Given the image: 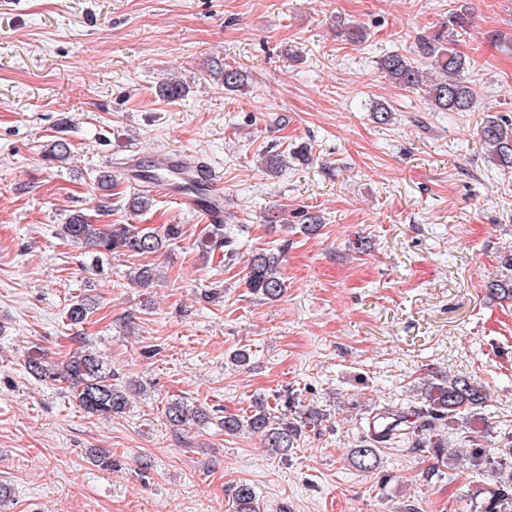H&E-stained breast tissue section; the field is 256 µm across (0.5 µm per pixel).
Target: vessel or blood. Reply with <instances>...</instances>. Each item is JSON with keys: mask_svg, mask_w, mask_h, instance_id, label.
<instances>
[{"mask_svg": "<svg viewBox=\"0 0 512 512\" xmlns=\"http://www.w3.org/2000/svg\"><path fill=\"white\" fill-rule=\"evenodd\" d=\"M127 176L142 191L164 194L206 223L224 221V182L219 173L186 152L165 153L149 160L133 157Z\"/></svg>", "mask_w": 512, "mask_h": 512, "instance_id": "vessel-or-blood-1", "label": "vessel or blood"}]
</instances>
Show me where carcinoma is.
<instances>
[{"label":"carcinoma","instance_id":"carcinoma-1","mask_svg":"<svg viewBox=\"0 0 512 512\" xmlns=\"http://www.w3.org/2000/svg\"><path fill=\"white\" fill-rule=\"evenodd\" d=\"M468 26L469 14L466 10L450 13L447 29L417 39L414 50L417 58L398 52L388 54L380 61L381 73L399 87L423 91L428 104L437 112L472 111L477 93L465 76L471 62L455 48L456 38ZM243 88V74L237 69L225 67L224 89L240 91ZM480 139L486 158L492 165L512 170V118L506 115L487 118L481 127ZM180 235V228L176 224L167 225L161 232L150 227L141 229L135 224H90L79 212L60 227V236L96 254H151ZM502 266L505 270L503 277L490 281L489 291L503 300L512 301V253L502 258ZM155 276L153 267L142 265L134 271L131 281L141 288H147ZM246 285L250 293L260 299H278L286 289L281 256L275 252L254 256ZM90 313L89 299L83 297L70 303L67 318L79 324ZM28 370L40 381L68 383L81 409L90 416L110 419L125 414L129 409V396L112 383V370L106 368L101 356L93 351L80 349L61 364L50 362L43 355H32L28 360ZM422 396L420 405L410 410L386 408L378 414L380 418L392 419L393 424L381 434H370L352 450L351 460L357 468L365 471L375 468L379 444L408 442L414 448L443 450L444 440L440 429L462 416L476 419L478 410L486 402L483 385L470 377L431 378L424 382ZM165 416L171 423L183 426L202 418V413L182 401L172 400L165 407ZM223 427L228 432L245 429L260 435L266 447L275 454H282L294 447L302 435V426L263 402L256 404L255 410L245 417H224ZM467 442L471 449L459 450V457L471 462L485 461L477 430H471ZM509 505H512V476L487 490L484 509L485 512H506ZM232 509L233 512H259L258 499L252 486L240 484L235 488Z\"/></svg>","mask_w":512,"mask_h":512}]
</instances>
